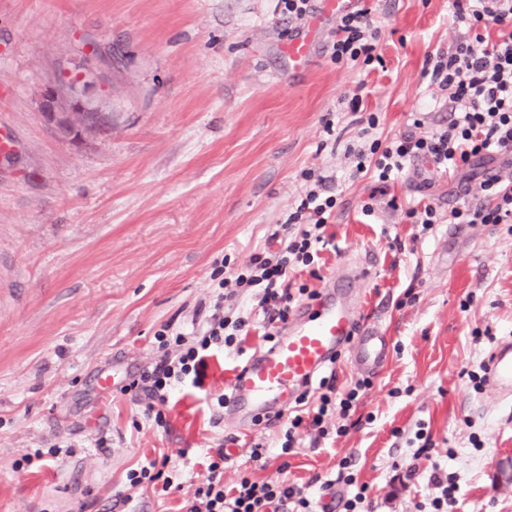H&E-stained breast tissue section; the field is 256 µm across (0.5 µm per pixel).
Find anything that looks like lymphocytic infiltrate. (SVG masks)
Instances as JSON below:
<instances>
[{
  "label": "lymphocytic infiltrate",
  "mask_w": 512,
  "mask_h": 512,
  "mask_svg": "<svg viewBox=\"0 0 512 512\" xmlns=\"http://www.w3.org/2000/svg\"><path fill=\"white\" fill-rule=\"evenodd\" d=\"M452 6L455 19L467 25L470 34L452 51L428 54L422 68L429 86L448 94V125L424 136L411 131L387 142L361 141L352 150L357 172L374 171L378 182L384 183L418 158L455 172L498 159L512 165V0H453ZM493 24L498 27L494 38L488 33ZM380 36L369 8L342 13L336 18L330 58L336 64L371 65L379 58ZM301 178L304 190L298 204L272 235L278 250L252 254L245 267L231 273L224 262L215 261L213 313L206 328L188 336L165 324L156 333L157 359L128 385L142 405L143 417L156 427L167 425L164 408L172 393L187 382L203 388L208 358L233 346L248 327V317L234 318L224 310L225 302L240 289H257L264 337L269 341L278 326L287 323L295 294L315 298V291L304 286L292 291L291 277L300 268L314 265L331 245L325 227L337 198L330 194L326 176L317 170H303ZM480 189L488 205L454 207L448 213L449 223L512 224V183L500 174H490ZM371 385L365 378L341 391L335 377L321 378L318 404L291 417L279 440L281 456L294 451L304 431L319 440L332 432L345 435L351 411ZM333 413L339 414L342 423L332 430L325 419ZM228 461L223 451H216L204 478L188 491L182 512H317V502L284 478L258 481L243 472L233 484H225Z\"/></svg>",
  "instance_id": "lymphocytic-infiltrate-1"
}]
</instances>
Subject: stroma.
Returning <instances> with one entry per match:
<instances>
[{"label":"stroma","mask_w":512,"mask_h":512,"mask_svg":"<svg viewBox=\"0 0 512 512\" xmlns=\"http://www.w3.org/2000/svg\"><path fill=\"white\" fill-rule=\"evenodd\" d=\"M365 3L382 66L332 63L329 19L296 70L282 47L304 23L277 0H0V135L10 142L0 154V512H113L126 492L135 512H181L207 449L228 435L225 484L243 470L259 480L283 473L279 458L261 467L248 452L258 441L277 446L287 417L214 427L205 404L264 345L259 326L209 358L206 396L187 389L170 401L167 428L145 421L121 388L154 360L161 325L204 324L214 259L241 267L264 248L308 168L340 192L326 226L336 247L292 285L316 290L341 264L365 265L361 320L393 350L348 434L317 444L301 435L283 474L317 500L328 481L352 497L351 474L373 512H432L437 467L459 488L448 512H512V486L498 479L512 461V396L468 380L512 336V228L465 224L452 235L445 222L408 223L403 205L420 200L443 215L484 204L477 178L419 160L380 187L354 176L346 152L372 113V135L384 141L412 130L417 112L424 130L447 124L421 70L467 31L451 0ZM96 46L111 64H98ZM89 70L91 103L112 125L73 142L39 103L49 88L69 102V77ZM356 93L364 108L354 113ZM103 373L114 377L105 392ZM103 434L109 447L96 445ZM53 445L59 457L17 468ZM164 454L181 490L128 491L127 470Z\"/></svg>","instance_id":"obj_1"}]
</instances>
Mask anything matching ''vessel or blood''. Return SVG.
<instances>
[{
	"instance_id": "obj_1",
	"label": "vessel or blood",
	"mask_w": 512,
	"mask_h": 512,
	"mask_svg": "<svg viewBox=\"0 0 512 512\" xmlns=\"http://www.w3.org/2000/svg\"><path fill=\"white\" fill-rule=\"evenodd\" d=\"M355 2L321 0L319 17L310 21L304 35L291 39L283 48L294 67L308 64L323 18L340 15L352 9ZM361 278L357 268L333 274L271 345L259 348L231 370L225 415L245 418L282 413L344 348L349 349L359 372L373 375L381 370L391 355V340L378 330L358 325L361 305L353 290ZM486 376L502 393H512L511 336L498 341L491 351Z\"/></svg>"
}]
</instances>
